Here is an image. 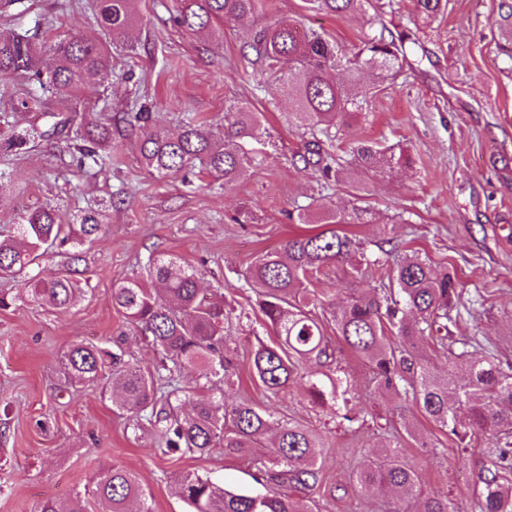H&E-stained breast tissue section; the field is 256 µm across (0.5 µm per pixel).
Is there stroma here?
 <instances>
[{
  "mask_svg": "<svg viewBox=\"0 0 512 512\" xmlns=\"http://www.w3.org/2000/svg\"><path fill=\"white\" fill-rule=\"evenodd\" d=\"M29 2L26 14L0 16V30L32 27L40 16L53 34L107 39L95 0ZM384 3V24L412 39L408 60L392 81L364 74L368 107L358 123L340 129L335 143L346 151L359 138L404 151L409 163L390 171H357L324 183L296 160L309 138L289 127L288 104L252 48L255 33L282 18L298 20L351 55L369 31L365 19L320 11L312 0H261L252 18L220 23L213 35L175 25L174 0H139L130 46L112 50L111 79L90 82L74 100L47 99L51 111L75 124L104 106L118 120L143 103L156 127L169 133L188 116L223 124L230 106L248 103L263 113L260 133L270 145L234 188L199 172L149 174L131 134L113 137L112 166L99 176L73 163L63 137L38 141L17 157L0 155V194L11 199L0 208L2 232L37 206L54 207L66 224L91 207H107L105 233L79 248L77 277L87 294L77 306H39L24 299L23 282L0 277V289L17 297L0 309V512H37L44 500L91 493L94 476L114 465L135 473L153 512H189L175 490L184 471L204 472L230 490L262 492L258 459L218 449L203 459L161 455L151 433L132 434L125 416L61 364L72 344H102L123 328L112 286L139 274L152 256L187 260L202 296L223 292L241 310L224 331L236 369L225 401L251 400L281 422L322 435L317 456L324 481L313 493L293 494L310 512H387L390 495L361 490L349 473L374 457L389 423L402 415L416 429L415 437L402 438L403 452L425 490L452 497L468 512L479 450L461 451L412 402L378 392L370 365L344 343L336 345L339 375L365 418L356 432L341 425L334 406L310 403L306 380L314 365L302 364L301 380L276 396L266 394L251 371L254 345L268 329L242 274L261 253L312 232V225L289 219L296 206L328 201L370 208L372 223L348 227L368 252L393 240L426 255L434 270L455 269L466 297H482L484 305L454 334L483 337L512 363V71L498 49L501 0H447L434 18L421 16L413 0ZM319 279L312 313L330 336L333 312L348 291L376 281L372 271L352 276L341 264L326 267Z\"/></svg>",
  "mask_w": 512,
  "mask_h": 512,
  "instance_id": "1",
  "label": "stroma"
}]
</instances>
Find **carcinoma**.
Segmentation results:
<instances>
[{
  "mask_svg": "<svg viewBox=\"0 0 512 512\" xmlns=\"http://www.w3.org/2000/svg\"><path fill=\"white\" fill-rule=\"evenodd\" d=\"M258 0H176L174 22L196 32L213 30L224 20H241L255 14ZM329 14H362L369 0H313ZM138 0H96L97 21L112 41L126 43L137 21ZM505 44L502 52L512 60V5L503 16ZM40 19L21 31L0 33V78L21 76L34 93L17 104L0 109L12 134L0 139V152L19 154L49 131L15 120L19 112L39 109L41 95L51 92L68 97L79 93L90 79L104 81L112 74V55L101 42L80 36L54 41L47 46L55 66L43 70L35 41L46 34ZM406 36H385V28L365 37L354 58L343 56L323 34L298 22H278L262 28L252 45L257 56L276 76L278 88L288 100V123L311 135L307 153L299 156L304 167L319 176L340 179L337 158L322 151L318 136H329L331 127L350 125L367 93L358 87L364 69L382 78L395 77L407 57ZM348 73V82L338 79ZM262 114L246 104L230 107L224 127L214 128L195 120L182 124L175 135L150 124L151 113L141 108L127 113V124L138 137L141 166L158 174L199 169L229 188L251 167L265 142L259 133ZM112 144V118H98L74 132L73 161L96 174L112 162L106 153ZM363 172H382L409 158L395 156L364 141L352 148ZM370 210L320 203L297 213L300 224H323L326 229L288 239L281 249L259 256L243 279L254 288L256 304L276 339L260 342L252 353L255 377L265 392L277 395L298 375L300 363L314 361L322 378L310 383L316 403L336 399L341 380L336 350L306 302L310 286L321 270L332 264L347 265L354 274L361 267L384 270L386 281L368 293L347 296L336 311V335L372 367L378 391L412 401L429 420L448 429L458 445L468 448L472 439L486 438L483 467L471 512H512V366H503L491 354L473 359L483 348L475 336L457 340L448 349V370L436 373L423 350L428 343L445 346L449 324L465 313H476L479 301L466 304L455 272L433 271L419 252L395 256L393 261L367 254L356 236L343 224H367ZM105 231L102 214L90 210L76 223L64 224L57 210L40 207L27 211L10 234L0 237V273L12 278L28 270L46 253L79 260L73 248L91 243ZM28 298L41 306L68 309L82 294L74 270L67 268L47 278L29 280ZM112 303L122 312L125 327L112 338V346L78 343L63 356L71 377L90 386L115 382L112 393L101 390L121 415L139 430L142 422L154 428L161 453L208 456L216 448L224 455L242 457L269 437L270 465L259 469L256 482L264 494L235 493L196 471L176 479L180 497L190 512H306L291 497L293 490L313 491L323 479L316 456L322 437L300 423L280 424L272 415L248 400L228 405L207 399L184 414L181 406L191 390L181 384L184 371L206 365L203 387L219 390L233 377L228 358L224 323L235 314L232 303L200 296L194 267L174 258L152 257L144 272L126 278L112 288ZM136 333L161 356L160 368L146 371L126 359L125 337ZM364 490H386L397 496L393 512H410L405 504L419 502L415 512H461L448 497L426 494L418 469L404 456L399 441L391 440L375 458L352 474ZM95 501L99 512H151L149 495L137 476L112 466L96 477ZM38 512H88L81 496L66 502L48 499Z\"/></svg>",
  "mask_w": 512,
  "mask_h": 512,
  "instance_id": "cac0c4a2",
  "label": "carcinoma"
}]
</instances>
